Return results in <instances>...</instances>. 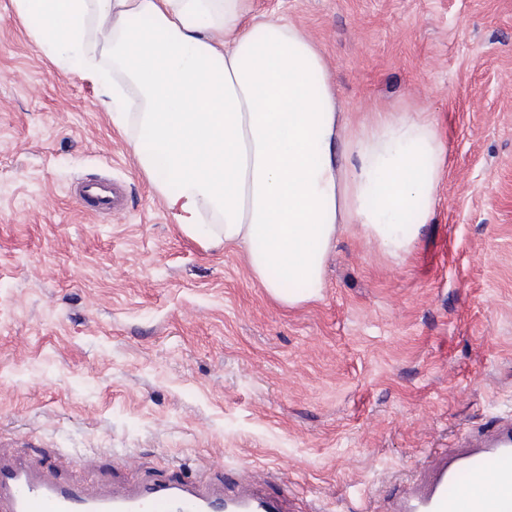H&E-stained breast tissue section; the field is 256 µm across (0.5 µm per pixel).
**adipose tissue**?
Segmentation results:
<instances>
[{
  "label": "adipose tissue",
  "instance_id": "ef3b65f1",
  "mask_svg": "<svg viewBox=\"0 0 512 512\" xmlns=\"http://www.w3.org/2000/svg\"><path fill=\"white\" fill-rule=\"evenodd\" d=\"M253 3L13 0L60 69L76 59L83 79L111 83L112 124L170 223L242 251L268 294L294 305L319 297L342 225H360L390 256L411 249L445 147L423 112L345 130L320 51L292 23L256 17Z\"/></svg>",
  "mask_w": 512,
  "mask_h": 512
}]
</instances>
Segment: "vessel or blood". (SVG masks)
<instances>
[{
    "instance_id": "vessel-or-blood-1",
    "label": "vessel or blood",
    "mask_w": 512,
    "mask_h": 512,
    "mask_svg": "<svg viewBox=\"0 0 512 512\" xmlns=\"http://www.w3.org/2000/svg\"><path fill=\"white\" fill-rule=\"evenodd\" d=\"M86 209L111 215L123 207L121 186L84 183ZM277 500L228 490L196 476L134 485L122 493H93L78 481L16 458L0 461V512H281ZM394 512H512V415L481 434L462 436L423 479L409 484Z\"/></svg>"
}]
</instances>
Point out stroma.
I'll list each match as a JSON object with an SVG mask.
<instances>
[{
    "instance_id": "1",
    "label": "stroma",
    "mask_w": 512,
    "mask_h": 512,
    "mask_svg": "<svg viewBox=\"0 0 512 512\" xmlns=\"http://www.w3.org/2000/svg\"><path fill=\"white\" fill-rule=\"evenodd\" d=\"M323 54L347 128L432 113L437 202L394 258L355 224L320 298L168 223L98 87L0 0V455L118 488L184 464L290 512H387L512 414V0H255ZM122 212L90 216L78 180ZM80 461L63 469L61 455ZM77 191L86 209L96 214L105 212L116 215L124 205L123 188L118 185L108 187L89 182L81 184Z\"/></svg>"
}]
</instances>
